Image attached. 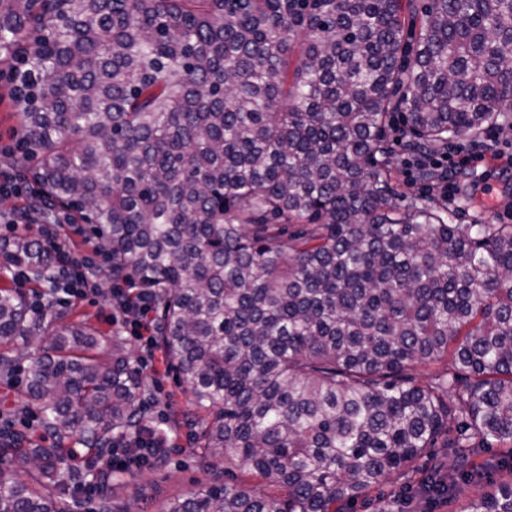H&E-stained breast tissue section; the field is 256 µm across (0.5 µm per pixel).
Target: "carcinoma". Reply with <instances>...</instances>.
I'll return each instance as SVG.
<instances>
[{
  "instance_id": "carcinoma-1",
  "label": "carcinoma",
  "mask_w": 512,
  "mask_h": 512,
  "mask_svg": "<svg viewBox=\"0 0 512 512\" xmlns=\"http://www.w3.org/2000/svg\"><path fill=\"white\" fill-rule=\"evenodd\" d=\"M2 48L26 55L29 212L90 225L205 411L213 478L162 512H354L417 475L451 504L512 475V224L398 206L385 137L402 109L416 151L509 124L512 0H0ZM8 252L56 282L48 242ZM45 337L21 395L55 442L0 451L27 472L0 512H77L151 396L121 337L0 287V377ZM434 448L448 473L419 468ZM461 512H512V490Z\"/></svg>"
}]
</instances>
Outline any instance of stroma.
I'll list each match as a JSON object with an SVG mask.
<instances>
[{"mask_svg": "<svg viewBox=\"0 0 512 512\" xmlns=\"http://www.w3.org/2000/svg\"><path fill=\"white\" fill-rule=\"evenodd\" d=\"M21 58L0 55V171H13V148L19 139L20 112L15 105L11 73ZM402 122H395L388 132L393 154L392 186L398 205L430 199L427 182L411 167L413 153L400 137ZM460 144L479 151L480 161L469 168L450 171L455 187V201L448 206L452 224H512V130L502 125L481 129L478 134L460 136ZM55 316L79 317L103 333L124 332L120 316L112 315L104 300H78L50 307ZM126 346L150 374L152 397L147 400L144 416L163 438L170 451L164 461L136 471L133 479L115 488L114 495L124 512H162L169 499L190 493L211 480L190 443V430L181 425L183 413L190 411L188 386L170 368L163 350L148 354L144 344L126 335Z\"/></svg>", "mask_w": 512, "mask_h": 512, "instance_id": "35a3bbf8", "label": "stroma"}]
</instances>
